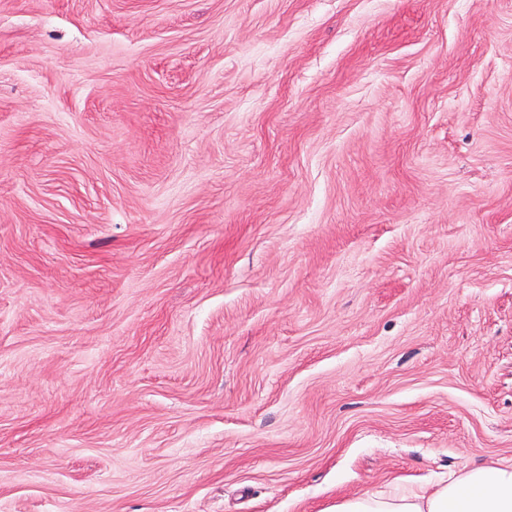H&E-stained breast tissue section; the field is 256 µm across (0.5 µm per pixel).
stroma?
Segmentation results:
<instances>
[{"mask_svg": "<svg viewBox=\"0 0 512 512\" xmlns=\"http://www.w3.org/2000/svg\"><path fill=\"white\" fill-rule=\"evenodd\" d=\"M492 461L512 0H0V512Z\"/></svg>", "mask_w": 512, "mask_h": 512, "instance_id": "35a3bbf8", "label": "stroma"}]
</instances>
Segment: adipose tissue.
I'll list each match as a JSON object with an SVG mask.
<instances>
[{
  "label": "adipose tissue",
  "instance_id": "ef3b65f1",
  "mask_svg": "<svg viewBox=\"0 0 512 512\" xmlns=\"http://www.w3.org/2000/svg\"><path fill=\"white\" fill-rule=\"evenodd\" d=\"M326 512H512V463L472 467L434 484L341 494Z\"/></svg>",
  "mask_w": 512,
  "mask_h": 512
}]
</instances>
